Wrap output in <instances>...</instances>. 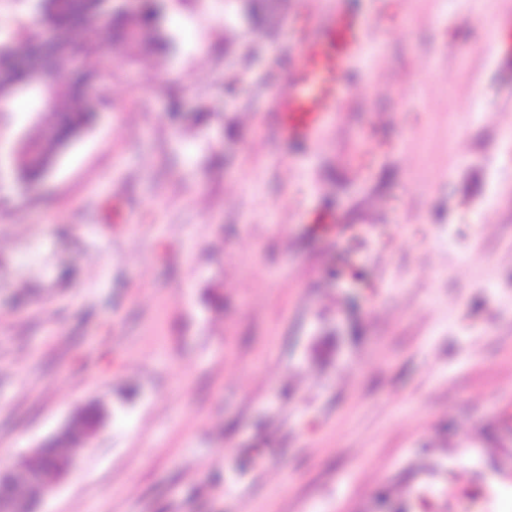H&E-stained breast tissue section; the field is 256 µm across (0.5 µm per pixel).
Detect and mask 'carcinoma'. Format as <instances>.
Masks as SVG:
<instances>
[{
    "instance_id": "obj_1",
    "label": "carcinoma",
    "mask_w": 512,
    "mask_h": 512,
    "mask_svg": "<svg viewBox=\"0 0 512 512\" xmlns=\"http://www.w3.org/2000/svg\"><path fill=\"white\" fill-rule=\"evenodd\" d=\"M255 19L271 26L276 18L273 0H250ZM43 19L55 32V47L42 50L37 38L27 40L22 49L27 59L25 71H18L13 60L18 52L10 45H0V93L15 92L34 78L54 83L57 104L46 118L35 124L13 150V170L19 180L33 184L44 180L58 153L92 125L93 111L87 91L103 84L99 58L104 42L97 19L104 14L102 0H42ZM111 42L121 45L140 44L160 52L167 45L161 30L154 0H139L134 13L124 9L107 13L104 22ZM81 60L71 66L74 58ZM73 434L45 442L43 476L53 474L69 454Z\"/></svg>"
}]
</instances>
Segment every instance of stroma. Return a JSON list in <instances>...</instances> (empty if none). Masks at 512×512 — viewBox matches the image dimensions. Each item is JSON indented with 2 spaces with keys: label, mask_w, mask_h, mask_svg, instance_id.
Masks as SVG:
<instances>
[{
  "label": "stroma",
  "mask_w": 512,
  "mask_h": 512,
  "mask_svg": "<svg viewBox=\"0 0 512 512\" xmlns=\"http://www.w3.org/2000/svg\"><path fill=\"white\" fill-rule=\"evenodd\" d=\"M311 8L164 0L37 190L0 114V459L106 411L42 512H405L443 452L512 500V0H322L371 39L304 146L271 98Z\"/></svg>",
  "instance_id": "1"
}]
</instances>
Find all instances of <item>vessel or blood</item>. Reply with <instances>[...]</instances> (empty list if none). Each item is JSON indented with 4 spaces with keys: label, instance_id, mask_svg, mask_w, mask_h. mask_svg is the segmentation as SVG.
Instances as JSON below:
<instances>
[{
    "label": "vessel or blood",
    "instance_id": "1",
    "mask_svg": "<svg viewBox=\"0 0 512 512\" xmlns=\"http://www.w3.org/2000/svg\"><path fill=\"white\" fill-rule=\"evenodd\" d=\"M369 37L365 28L344 13L326 17L320 10L312 11L304 50L273 100L283 141L317 140L326 113L342 111L340 76Z\"/></svg>",
    "mask_w": 512,
    "mask_h": 512
}]
</instances>
